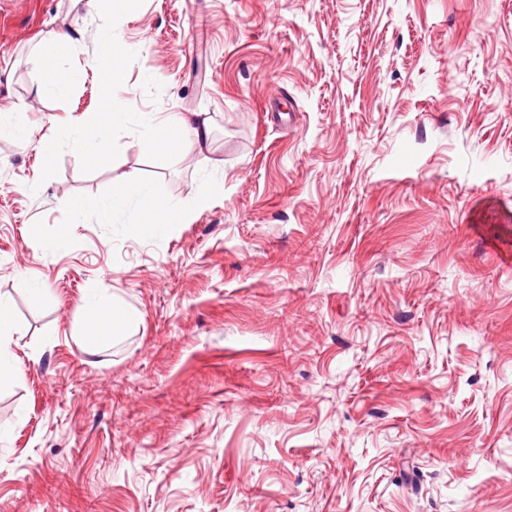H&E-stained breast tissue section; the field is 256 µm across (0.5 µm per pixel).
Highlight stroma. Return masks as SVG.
Masks as SVG:
<instances>
[{
  "mask_svg": "<svg viewBox=\"0 0 512 512\" xmlns=\"http://www.w3.org/2000/svg\"><path fill=\"white\" fill-rule=\"evenodd\" d=\"M139 112L210 136L155 170ZM0 121V512H512V0H0ZM132 170L183 223L73 213ZM95 291L142 320L90 349ZM69 39L62 31H48L42 39L41 47V91L47 94L64 96L75 84L74 73L62 69L58 64L56 47ZM131 112H126L122 103L115 100L104 102L99 111L87 120L76 123L69 119L65 121V128L76 147L89 160H94L102 149V139L99 129L124 124ZM19 333L12 320L9 301L0 297V366L11 358L13 347L18 346Z\"/></svg>",
  "mask_w": 512,
  "mask_h": 512,
  "instance_id": "1",
  "label": "stroma"
}]
</instances>
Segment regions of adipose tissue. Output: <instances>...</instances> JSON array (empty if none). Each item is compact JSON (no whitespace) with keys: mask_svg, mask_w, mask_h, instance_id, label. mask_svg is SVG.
Instances as JSON below:
<instances>
[{"mask_svg":"<svg viewBox=\"0 0 512 512\" xmlns=\"http://www.w3.org/2000/svg\"><path fill=\"white\" fill-rule=\"evenodd\" d=\"M68 35L62 31H48L42 39L41 47V90L44 93L63 96L70 92L74 83L73 72L62 69L58 64L56 47L67 41ZM130 116L122 103L116 100L104 102L99 111L87 120L77 123L67 120L65 127L76 147L87 159H95L102 149L100 131L109 126L124 124ZM138 123L151 133L152 161L156 169L165 170L172 164V143H179L183 149L205 143L209 137V126L200 120L198 114L177 115L169 119H158L150 112L138 113ZM138 198L150 232L163 235L173 225L182 223L189 206L201 207L208 201L206 193H198L191 203L174 202L167 199L162 184L143 183L135 173H127L114 183L110 202L95 199L74 202L75 213L87 210L97 211L102 220H109L112 213L121 209L131 198ZM142 319L139 310L115 302L106 303L101 297L90 296L79 307V320L82 324L85 344H94L103 333L116 327H130Z\"/></svg>","mask_w":512,"mask_h":512,"instance_id":"ef3b65f1","label":"adipose tissue"}]
</instances>
